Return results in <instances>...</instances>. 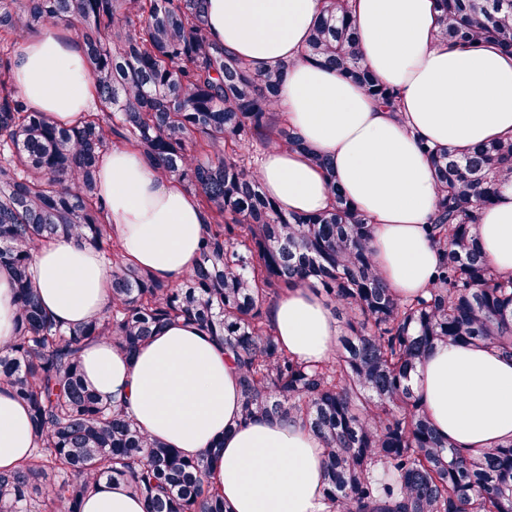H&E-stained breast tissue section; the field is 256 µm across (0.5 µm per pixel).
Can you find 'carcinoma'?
Listing matches in <instances>:
<instances>
[{
	"label": "carcinoma",
	"instance_id": "cac0c4a2",
	"mask_svg": "<svg viewBox=\"0 0 512 512\" xmlns=\"http://www.w3.org/2000/svg\"><path fill=\"white\" fill-rule=\"evenodd\" d=\"M206 0H0V265L13 270L16 336L0 346V385L29 408L32 456L0 470V512H80L101 480L124 481L146 512H230L205 477L222 448L187 458L143 434L85 380L86 341L134 353L183 318L237 365L241 420L301 421L321 442L322 512H512V440L478 454L440 435L414 395L417 365L439 344H478L512 358V276L477 242L480 210L512 185V137L464 152L421 143L439 195L428 235L441 250L431 287L402 301L378 274L370 218L336 185L330 161L271 116L289 64L255 70L210 35ZM437 40L512 54V0H437ZM349 0H323L303 50L389 107L398 92L360 64ZM47 23L74 30L95 78L97 107L65 126L30 112L12 84V50ZM310 155L333 206L289 213L265 193L245 144ZM135 145L165 177L196 193L209 222L201 259L178 288L121 257L112 305L64 329L43 311L36 249L66 237L112 246L98 162ZM316 287L344 323L330 362L288 354L265 304Z\"/></svg>",
	"mask_w": 512,
	"mask_h": 512
}]
</instances>
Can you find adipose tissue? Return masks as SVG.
<instances>
[{
    "mask_svg": "<svg viewBox=\"0 0 512 512\" xmlns=\"http://www.w3.org/2000/svg\"><path fill=\"white\" fill-rule=\"evenodd\" d=\"M321 7V0H207L204 21L252 66L290 61L275 110L309 150L330 158L337 184L373 223L372 255L383 280L407 300L427 287L439 260L426 231L437 188L419 144L463 150L512 135V55L438 43L435 0H352L362 66L399 93L390 109L303 58ZM13 75L27 107L58 123H79L93 104L83 47L60 26L25 38ZM98 174L105 219L124 258L179 284L200 260L209 221L198 195L159 178L149 158L122 144L101 156ZM258 174L286 211L315 214L333 203L307 152H264ZM477 238L497 271L511 276L512 186L481 209ZM31 270L43 309L62 328L100 319L112 301L109 265L92 247L50 241ZM268 318L289 354L310 362L334 356L336 319L314 289H288ZM81 359L86 380L102 397L123 402L147 436L188 457L223 441L206 475L232 512H319V441L299 422H240L237 369L223 345L192 322L172 321L131 357L93 339ZM411 387L436 431L457 448L476 453L512 438V358L475 345L439 346ZM34 446L27 406L0 388V469L18 467ZM81 512H145V504L125 482L104 481Z\"/></svg>",
    "mask_w": 512,
    "mask_h": 512,
    "instance_id": "1",
    "label": "adipose tissue"
}]
</instances>
